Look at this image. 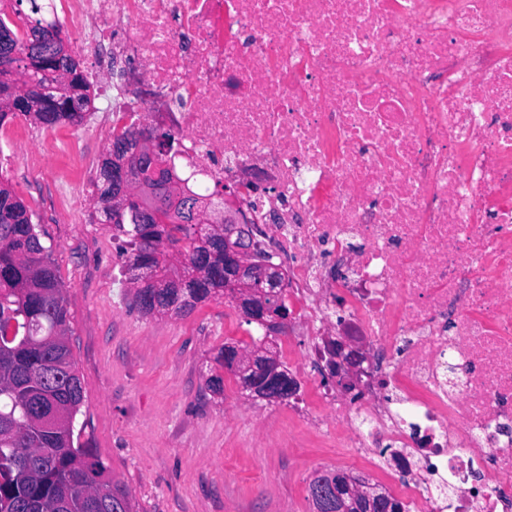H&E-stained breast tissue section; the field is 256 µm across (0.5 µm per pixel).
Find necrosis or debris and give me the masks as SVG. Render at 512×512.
I'll list each match as a JSON object with an SVG mask.
<instances>
[{
    "label": "necrosis or debris",
    "mask_w": 512,
    "mask_h": 512,
    "mask_svg": "<svg viewBox=\"0 0 512 512\" xmlns=\"http://www.w3.org/2000/svg\"><path fill=\"white\" fill-rule=\"evenodd\" d=\"M94 121L249 225L288 403L405 512H512V0H55ZM359 355L324 385L336 346ZM133 151L137 154L139 153L141 157L151 160L150 167L148 168L145 176L154 181L161 180L162 167L155 155L153 139L149 137L140 138Z\"/></svg>",
    "instance_id": "4bbe7bcc"
}]
</instances>
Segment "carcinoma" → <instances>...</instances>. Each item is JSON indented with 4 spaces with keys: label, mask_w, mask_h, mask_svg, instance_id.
Here are the masks:
<instances>
[{
    "label": "carcinoma",
    "mask_w": 512,
    "mask_h": 512,
    "mask_svg": "<svg viewBox=\"0 0 512 512\" xmlns=\"http://www.w3.org/2000/svg\"><path fill=\"white\" fill-rule=\"evenodd\" d=\"M54 0H15L22 29L0 16V103L10 98L12 70L32 77L29 101L20 111L0 107V125L17 117L44 127L78 124L89 107L88 86L79 62L57 59L61 30L51 20ZM72 74L62 81L58 71ZM77 100L81 111H69ZM117 159L107 158L96 173L98 204L104 221L127 237L129 280L140 281L134 303L146 313L183 315L225 289L228 262L224 237L207 231L200 219L185 222L178 210L169 224L141 220L145 210L164 200L165 190L150 184L139 200L121 211L112 209L120 184L114 174L133 149L136 131L114 132ZM70 313L51 252L32 222L23 200L0 180V512H133L129 493L112 478L98 456L80 442L76 418L84 404V387L73 358ZM254 362L235 361L236 348L222 347L215 358L241 384L253 383L276 360L258 345Z\"/></svg>",
    "instance_id": "carcinoma-1"
}]
</instances>
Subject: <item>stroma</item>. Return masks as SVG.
I'll return each instance as SVG.
<instances>
[{"instance_id": "stroma-1", "label": "stroma", "mask_w": 512, "mask_h": 512, "mask_svg": "<svg viewBox=\"0 0 512 512\" xmlns=\"http://www.w3.org/2000/svg\"><path fill=\"white\" fill-rule=\"evenodd\" d=\"M6 178L32 212L66 290L70 344L85 401L76 425L133 512H313L315 471L375 480L320 447L288 417L287 403L247 396L233 373L224 394L205 391L224 343L246 345L256 325L217 297L184 316H152L133 303L125 243L102 223L94 183L58 200V162L42 145L0 135ZM89 211L91 220L78 216Z\"/></svg>"}]
</instances>
